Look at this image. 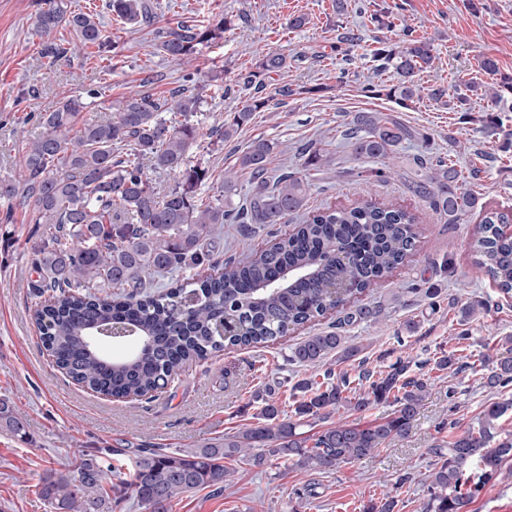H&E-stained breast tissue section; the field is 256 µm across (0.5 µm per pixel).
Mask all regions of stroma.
<instances>
[{"label": "stroma", "instance_id": "stroma-1", "mask_svg": "<svg viewBox=\"0 0 512 512\" xmlns=\"http://www.w3.org/2000/svg\"><path fill=\"white\" fill-rule=\"evenodd\" d=\"M154 19L123 25L112 19L108 0H68L73 10H95L113 48L86 59L72 48L68 29L40 37L33 28L35 0H0V178H16L26 139L40 133L39 113L52 111L70 96H82L89 121L110 118L112 102L136 91L166 97L182 88L201 89L203 136L189 155L209 169L211 187L253 141L278 142L276 164L290 162L296 146L328 141L336 164L311 187L303 208L287 223L268 224L257 233L225 226L220 249L244 259L271 245L311 211L351 206L367 199L394 202L418 218V250L380 288L360 295L377 310L376 319L344 328L335 315L288 333L276 342L217 353L190 367L174 391L158 399L113 401L66 377L43 350L29 317L35 302L29 285L35 274L32 252L38 225L28 208L0 201V399L22 418L27 443L0 433V512H50L38 494L42 474L70 464L78 452L149 444L169 452L199 448L253 425L265 398L291 403L294 383L312 373L289 361L296 343L315 333L339 329L359 356L337 369L357 374L381 370L398 356L419 362L454 354L460 368L437 380L424 400L410 434L389 447L329 472L298 470L281 460L262 467L237 463L232 487L205 486L177 496L170 512H367L383 498L393 512H426L430 493L421 481L434 448L475 428L494 402L512 399V385L488 388L482 373L512 357V297L498 292L473 259L477 222L448 224L412 194L407 179L420 152L450 159L470 181L483 205L512 211V150L485 125L487 101L473 111L456 112L447 99L429 97L402 105L374 95L378 81L395 83L393 72L375 75L367 56L378 41L401 45L405 32L431 44L435 61L420 71L424 87L452 90L468 79L493 85L512 76V0H347L337 14L334 0H151ZM302 15L304 27L288 26ZM224 17L221 40L202 48L192 64L162 56L155 47L158 29L177 24L204 25ZM352 32L354 44L338 43ZM66 47L53 60L45 43ZM284 53L288 67L265 79L267 106L229 142L211 129L239 110L253 90L242 73L255 70L263 55ZM496 60L494 75L479 70L480 59ZM393 113L421 138L402 149L397 163L405 179H369L372 159L354 160L343 145L346 122L360 111ZM435 289L426 298L425 289ZM478 304L461 322L463 302ZM480 490L470 512H512V460L492 478L469 471Z\"/></svg>", "mask_w": 512, "mask_h": 512}]
</instances>
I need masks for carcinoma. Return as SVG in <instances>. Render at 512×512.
Masks as SVG:
<instances>
[{
    "label": "carcinoma",
    "mask_w": 512,
    "mask_h": 512,
    "mask_svg": "<svg viewBox=\"0 0 512 512\" xmlns=\"http://www.w3.org/2000/svg\"><path fill=\"white\" fill-rule=\"evenodd\" d=\"M120 24L151 18L148 0H110ZM224 17L203 26L180 24L157 32V49L165 56L191 62L200 47L224 37ZM35 26L44 36L59 27L71 29L75 47L103 52L109 37L97 14L68 10L66 0H42ZM374 71L393 70L398 84L382 87L401 103L421 98L417 72L430 67V45L411 37L403 45L385 42L371 49ZM287 57L269 52L259 71L246 76L254 94L233 117L212 129L225 141L267 104L264 77L280 72ZM512 93V77L498 87L469 81L455 89L452 106L472 111V98L496 105ZM203 99L175 91L160 97L149 91L128 95L111 106L112 118L83 121L88 104L81 96L39 117L41 133L25 143L19 179H0V198L30 207L41 225L42 245L32 256L36 279L33 295L51 293L38 302L32 318L41 342L56 366L87 389L127 398L155 399L177 383L196 362L235 347L273 343L289 331L324 316L343 314L339 325L374 316L368 306L342 313L355 296L377 287L417 249L412 231L416 217L402 206L366 200L353 207L323 208L284 234L268 249L244 261L221 260L211 245L226 224H278L304 206L312 178L335 164L334 154L309 142L295 150L299 171L270 167L277 143L253 141L238 157V169L224 176L207 203L198 190L208 170L193 162L189 148L199 135ZM354 157L383 161L376 177L402 176L392 163L418 133L392 114L355 113L342 132ZM150 162L145 167L144 161ZM175 174L174 186L157 187L149 170ZM247 175L242 192L239 173ZM413 192L449 224L479 219L480 240L475 266L504 294H512V212L479 204L477 192L462 184L455 163L428 154L417 157ZM242 196L243 202L232 204ZM207 266L216 274L195 277ZM155 273L174 278L148 293ZM121 322L145 344L120 360L105 357L89 343L96 325ZM341 351L345 358L360 353L345 345L337 331L308 336L292 350V361L316 368L295 384L293 411L287 415L266 399L259 422L224 435L201 448L174 454L156 448H102L86 451L71 466L50 469L40 479L39 495L52 512H113L126 491L147 512H168L177 496L214 483H230L236 469L224 461L264 466L271 459L310 471H333L359 461L406 437L422 402L434 386L424 373L410 374L411 360L398 357L386 370H364L358 387L327 364ZM512 384V358L497 363L486 377L489 387ZM389 404L391 413L366 425L330 422L340 410L364 412ZM512 410V400L493 402L478 429L436 448L426 475L431 512H468L472 496L461 491L470 466L487 477L512 459V435L496 440L499 418ZM322 422L312 435L297 432L302 422ZM0 430L24 440V425L12 407L0 400ZM132 454L135 469L129 480L105 486V465L112 454Z\"/></svg>",
    "instance_id": "1"
}]
</instances>
